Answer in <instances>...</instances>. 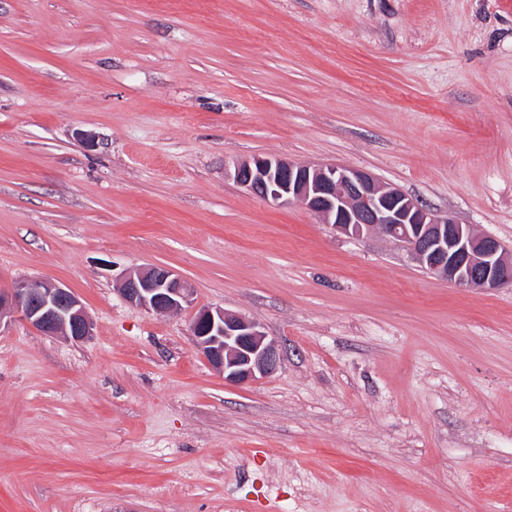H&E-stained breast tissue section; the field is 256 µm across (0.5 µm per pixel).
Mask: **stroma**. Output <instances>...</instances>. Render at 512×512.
<instances>
[{"instance_id":"35a3bbf8","label":"stroma","mask_w":512,"mask_h":512,"mask_svg":"<svg viewBox=\"0 0 512 512\" xmlns=\"http://www.w3.org/2000/svg\"><path fill=\"white\" fill-rule=\"evenodd\" d=\"M360 168L512 251V0H0V289L71 288L88 340L0 328V512H512V288L236 184ZM153 265L259 323L226 382ZM130 305L155 313H176L191 303V285L164 266L125 274L118 288Z\"/></svg>"}]
</instances>
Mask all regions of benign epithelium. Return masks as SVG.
<instances>
[{"mask_svg":"<svg viewBox=\"0 0 512 512\" xmlns=\"http://www.w3.org/2000/svg\"><path fill=\"white\" fill-rule=\"evenodd\" d=\"M232 177L265 200L302 203L321 223L348 237L380 233L407 248L429 274L455 286L483 291L512 287V252L497 239L427 209L363 169L255 157L237 163ZM118 291L128 304L160 314L182 310L193 294L186 280L164 266L124 275ZM9 313L47 336L75 343L93 331L78 296L44 279L20 281L1 291L0 321ZM190 330L198 351L226 382L250 383L281 364L278 344L245 316L201 307Z\"/></svg>","mask_w":512,"mask_h":512,"instance_id":"obj_1","label":"benign epithelium"}]
</instances>
